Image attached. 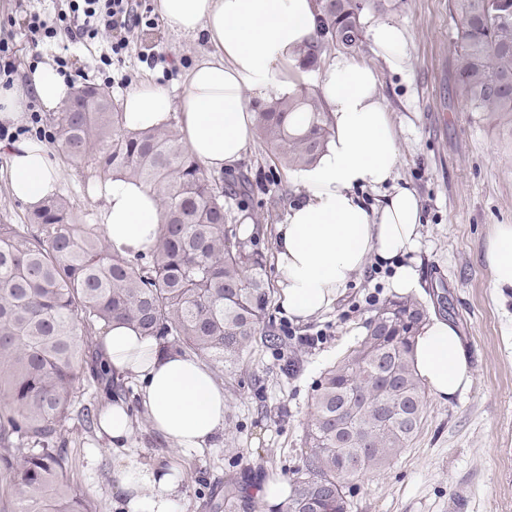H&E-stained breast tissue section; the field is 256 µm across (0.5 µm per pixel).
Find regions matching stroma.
Wrapping results in <instances>:
<instances>
[{"label":"stroma","mask_w":512,"mask_h":512,"mask_svg":"<svg viewBox=\"0 0 512 512\" xmlns=\"http://www.w3.org/2000/svg\"><path fill=\"white\" fill-rule=\"evenodd\" d=\"M367 13L366 24L387 18L409 35L407 66L391 71L362 42L351 57L373 65L378 90L399 141L396 183L417 192L422 209L420 273L428 313L440 314L458 330L469 352L471 385L453 398H429L421 429L409 448L381 471L351 480V512H512V294L497 295L485 261L494 225L512 224V130L489 124L455 92L454 45L461 25L450 0H386ZM64 0H0V37L12 36L30 55L26 14H57ZM204 38L171 29L164 21L141 28L123 61L103 66L105 42L74 43L70 59L75 86L103 85L113 100L125 86L153 82L179 94L182 75L211 52ZM166 56L167 69H150L146 55ZM247 177L251 190L232 209L235 219L260 223L269 280H276L275 226L303 186L296 171L274 158L259 136L223 172L225 181ZM60 196L77 222H96L86 172L63 163ZM376 260H369L330 311L291 324L278 303L264 323L278 340L256 337L240 365L244 388L228 397L229 424L206 447L181 452L154 431L144 415L135 418L132 462L155 460L177 466L183 476V512H210L207 503L235 475L251 512L266 480L287 479L303 465L302 446L323 372L361 340L377 304L391 300ZM314 337L311 345L301 336ZM67 473L93 512H115V463L97 430L79 418L67 424Z\"/></svg>","instance_id":"stroma-1"}]
</instances>
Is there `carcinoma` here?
I'll return each instance as SVG.
<instances>
[{
    "label": "carcinoma",
    "mask_w": 512,
    "mask_h": 512,
    "mask_svg": "<svg viewBox=\"0 0 512 512\" xmlns=\"http://www.w3.org/2000/svg\"><path fill=\"white\" fill-rule=\"evenodd\" d=\"M319 25L301 65L316 68L338 45L363 41L371 0H316ZM462 20L454 59L461 98L496 126L512 125V0H453ZM87 112L52 114L66 159L104 183L133 178L161 201V229L144 255L110 251L95 224H77L70 202L53 197L27 224H0V473L10 512H92L67 476L66 423L80 373L108 387L112 372L83 339L97 325L130 322L145 336L194 354L236 378L271 296L260 232L228 223L224 199L244 196L242 179L217 185L190 155L177 127L132 132L108 90L86 86ZM257 130L293 170L311 165L333 129L320 98L304 85L259 106ZM425 306L401 298L379 307L352 352L317 385L304 442V469L288 483L283 512H350V479L375 473L403 453L426 415L413 339ZM224 482L215 512L243 498Z\"/></svg>",
    "instance_id": "carcinoma-1"
}]
</instances>
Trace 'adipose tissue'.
<instances>
[{
  "instance_id": "1",
  "label": "adipose tissue",
  "mask_w": 512,
  "mask_h": 512,
  "mask_svg": "<svg viewBox=\"0 0 512 512\" xmlns=\"http://www.w3.org/2000/svg\"><path fill=\"white\" fill-rule=\"evenodd\" d=\"M167 25L186 34L203 33L214 46L209 58L187 70L184 88L171 95L149 83L123 98L128 129L165 125L178 114L192 157L220 172L246 150L257 115L243 103L244 92L268 97L295 89L303 77L299 50L312 42L318 25L314 0H157ZM371 49L394 71H404L408 32L393 20L369 29ZM318 89L330 109L334 134L317 161L303 170L306 197L289 207L276 227L279 303L289 319L306 322L328 311L369 258L390 267L391 292L423 291L419 267L420 202L412 189L397 186V133L378 91L371 66L339 54L319 75ZM71 89L53 65L35 64L26 78L0 87V123L27 125V106L47 112L63 107ZM10 159L9 194L29 209L41 207L58 188L61 156L36 136L4 143ZM381 191L366 205L361 191ZM100 222L113 252L147 251L159 232L160 204L144 186L111 180L96 189ZM485 260L498 293L512 292V224L495 225ZM97 344L116 377L133 381L143 413L175 449L205 447L223 433L228 398L196 357L162 350L159 340L115 323ZM415 369L438 399L464 392L471 384L469 353L456 329L433 316L414 338ZM134 419L124 400H103L99 434L113 453L129 448ZM119 512H181V479L154 462H134L116 470Z\"/></svg>"
}]
</instances>
